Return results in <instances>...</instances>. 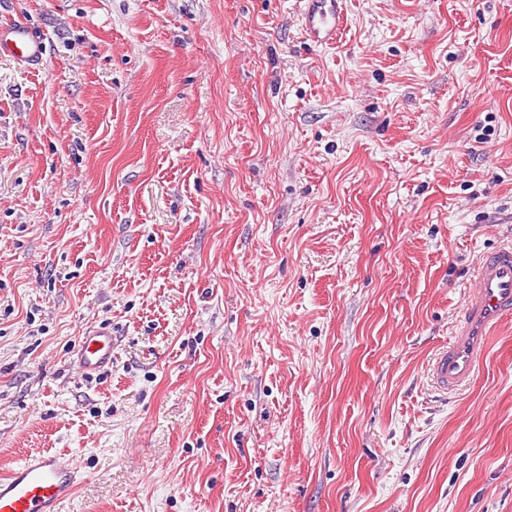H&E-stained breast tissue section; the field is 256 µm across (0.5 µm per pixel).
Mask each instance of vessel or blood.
I'll use <instances>...</instances> for the list:
<instances>
[{"mask_svg": "<svg viewBox=\"0 0 512 512\" xmlns=\"http://www.w3.org/2000/svg\"><path fill=\"white\" fill-rule=\"evenodd\" d=\"M343 0H299L302 30L319 45L335 43L344 25ZM37 62L43 43L22 24L0 25V53ZM512 317V243L478 259L449 343L438 353L431 378L441 392H457L473 382L486 358L489 340ZM83 374L94 375L112 364V330L89 326L74 358ZM80 479L79 468L49 451L28 455L0 475V512H62Z\"/></svg>", "mask_w": 512, "mask_h": 512, "instance_id": "b4317fda", "label": "vessel or blood"}]
</instances>
